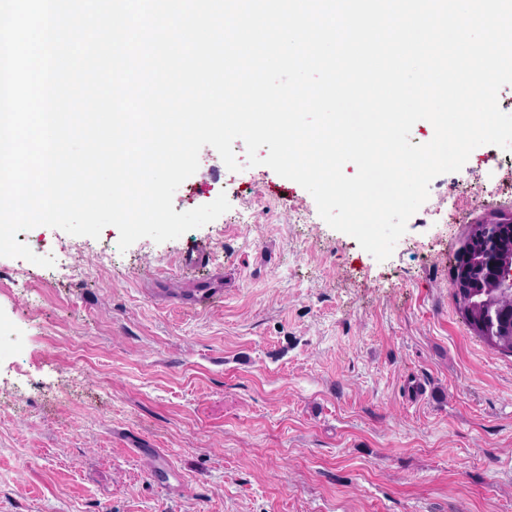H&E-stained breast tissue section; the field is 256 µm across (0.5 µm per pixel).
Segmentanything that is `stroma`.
Returning a JSON list of instances; mask_svg holds the SVG:
<instances>
[{"label":"stroma","mask_w":512,"mask_h":512,"mask_svg":"<svg viewBox=\"0 0 512 512\" xmlns=\"http://www.w3.org/2000/svg\"><path fill=\"white\" fill-rule=\"evenodd\" d=\"M233 149L239 170L203 147L174 194H227L201 228L123 252L112 226L29 230L36 253L78 246L72 276L0 257V321L24 338L0 354V512H512V357L450 284L470 225L512 216V196L447 188L488 146L432 180L431 223L382 262L293 223L312 195Z\"/></svg>","instance_id":"stroma-1"}]
</instances>
